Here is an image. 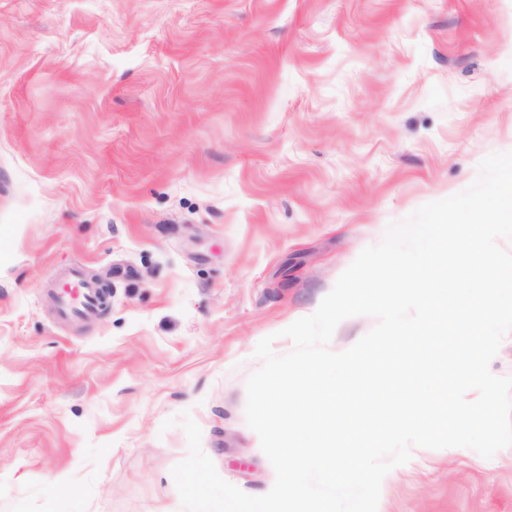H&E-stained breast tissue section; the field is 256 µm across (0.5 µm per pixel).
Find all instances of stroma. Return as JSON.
Returning a JSON list of instances; mask_svg holds the SVG:
<instances>
[{
    "label": "stroma",
    "instance_id": "1",
    "mask_svg": "<svg viewBox=\"0 0 512 512\" xmlns=\"http://www.w3.org/2000/svg\"><path fill=\"white\" fill-rule=\"evenodd\" d=\"M507 151L512 0H0V512H182L185 412L265 494L258 342ZM378 512H512V447L413 448ZM54 293L62 319L88 320L101 312V285L86 277L80 267L71 268Z\"/></svg>",
    "mask_w": 512,
    "mask_h": 512
}]
</instances>
